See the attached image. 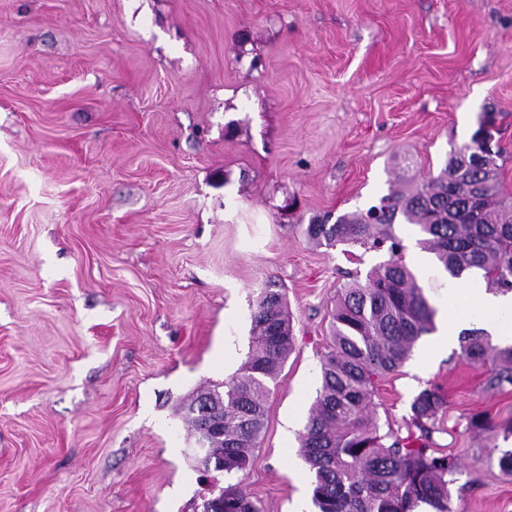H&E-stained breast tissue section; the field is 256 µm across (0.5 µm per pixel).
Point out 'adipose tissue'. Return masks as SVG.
Instances as JSON below:
<instances>
[{
  "label": "adipose tissue",
  "mask_w": 512,
  "mask_h": 512,
  "mask_svg": "<svg viewBox=\"0 0 512 512\" xmlns=\"http://www.w3.org/2000/svg\"><path fill=\"white\" fill-rule=\"evenodd\" d=\"M466 289L472 297L479 314L475 317H465L452 309H444L438 325L437 341L445 343L457 339L461 332L480 329L493 336L501 345H512V292H486L481 280H473L466 286L458 282L448 284L449 294H456L458 289Z\"/></svg>",
  "instance_id": "obj_1"
}]
</instances>
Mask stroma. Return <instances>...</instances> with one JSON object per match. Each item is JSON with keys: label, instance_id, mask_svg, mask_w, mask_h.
Segmentation results:
<instances>
[{"label": "stroma", "instance_id": "35a3bbf8", "mask_svg": "<svg viewBox=\"0 0 512 512\" xmlns=\"http://www.w3.org/2000/svg\"><path fill=\"white\" fill-rule=\"evenodd\" d=\"M487 111L512 195V0H0V512H193L179 403L238 374L272 284L295 349L239 481L295 512L336 294L386 259L302 226L438 174ZM393 230L435 308L469 311ZM429 342L374 416L406 433L439 387L453 512H512V385Z\"/></svg>", "mask_w": 512, "mask_h": 512}]
</instances>
